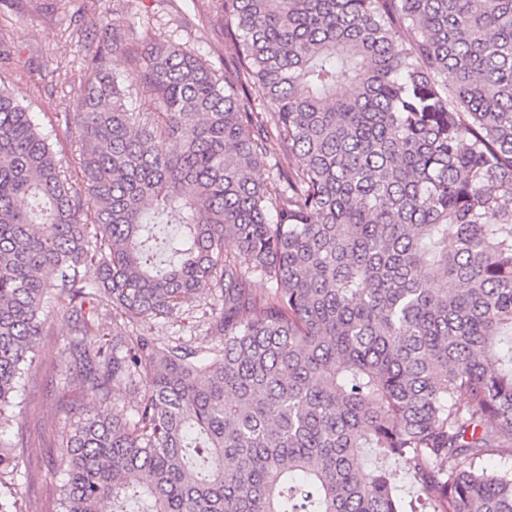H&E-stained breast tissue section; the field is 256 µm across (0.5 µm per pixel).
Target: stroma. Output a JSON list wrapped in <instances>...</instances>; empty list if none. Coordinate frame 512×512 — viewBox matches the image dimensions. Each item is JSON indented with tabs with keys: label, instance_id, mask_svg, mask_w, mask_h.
Here are the masks:
<instances>
[{
	"label": "stroma",
	"instance_id": "35a3bbf8",
	"mask_svg": "<svg viewBox=\"0 0 512 512\" xmlns=\"http://www.w3.org/2000/svg\"><path fill=\"white\" fill-rule=\"evenodd\" d=\"M76 10L82 14L77 26L71 21ZM106 14L126 28L132 42L153 33L187 44L216 69L228 61L222 27L211 19L207 0H0V39L7 50L0 58V84L28 106L44 133L64 128L73 89L84 79L85 57ZM207 311L206 305L195 303L178 317L150 322L147 329L163 340L194 345L205 334ZM66 339L64 322H52L43 342V366L34 384L16 396L28 413L24 512H55L52 488L63 474L54 459L69 423L57 412L67 379L65 366L54 356Z\"/></svg>",
	"mask_w": 512,
	"mask_h": 512
}]
</instances>
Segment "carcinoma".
Here are the masks:
<instances>
[{
  "label": "carcinoma",
  "mask_w": 512,
  "mask_h": 512,
  "mask_svg": "<svg viewBox=\"0 0 512 512\" xmlns=\"http://www.w3.org/2000/svg\"><path fill=\"white\" fill-rule=\"evenodd\" d=\"M207 3L222 76L102 16L73 173L0 86V512L50 314L98 402L58 512H417L370 452L427 512H512V0ZM194 302L195 347L134 330Z\"/></svg>",
  "instance_id": "cac0c4a2"
}]
</instances>
